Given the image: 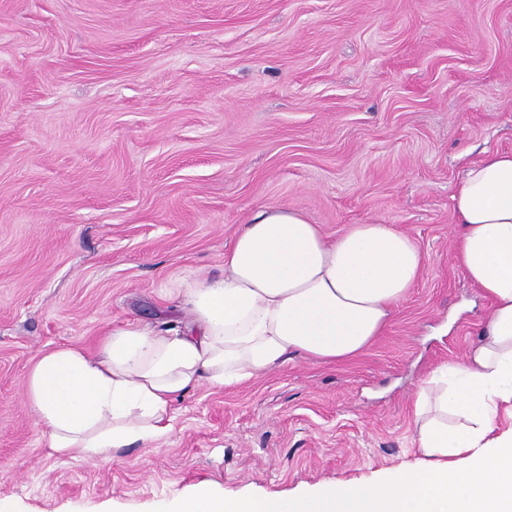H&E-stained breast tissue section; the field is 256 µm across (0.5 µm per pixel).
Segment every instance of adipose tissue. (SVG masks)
Segmentation results:
<instances>
[{"mask_svg": "<svg viewBox=\"0 0 512 512\" xmlns=\"http://www.w3.org/2000/svg\"><path fill=\"white\" fill-rule=\"evenodd\" d=\"M451 200L457 261L490 301L480 338L415 394L424 466L347 485L261 500L201 485L163 512H512V152L471 163ZM427 257L390 224L327 236L295 208L246 218L219 277L181 284L178 330L136 322L113 329L97 356L44 354L26 397L49 448L104 459L152 445L171 428L172 401L202 384L225 388L301 355L350 359L379 336Z\"/></svg>", "mask_w": 512, "mask_h": 512, "instance_id": "ef3b65f1", "label": "adipose tissue"}]
</instances>
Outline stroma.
Returning <instances> with one entry per match:
<instances>
[{"mask_svg": "<svg viewBox=\"0 0 512 512\" xmlns=\"http://www.w3.org/2000/svg\"><path fill=\"white\" fill-rule=\"evenodd\" d=\"M487 151H512V0H0V500L159 512L203 483L294 495L419 462L416 389L490 308L451 202ZM270 207L418 242L382 336L190 391L152 446L48 448L25 396L39 358L182 326L180 282L219 275Z\"/></svg>", "mask_w": 512, "mask_h": 512, "instance_id": "1", "label": "stroma"}]
</instances>
